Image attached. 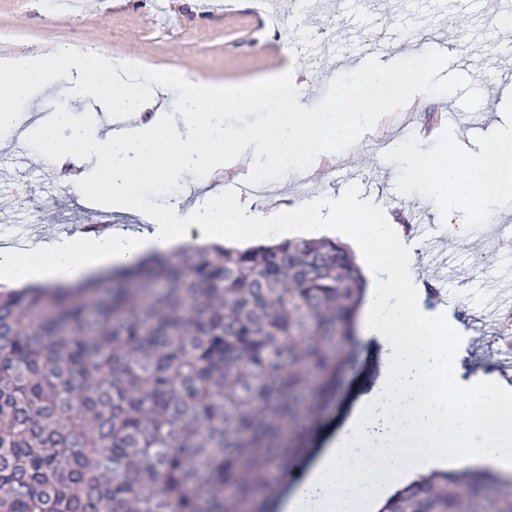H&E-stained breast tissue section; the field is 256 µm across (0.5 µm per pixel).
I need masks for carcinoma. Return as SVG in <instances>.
Listing matches in <instances>:
<instances>
[{
    "label": "carcinoma",
    "instance_id": "carcinoma-1",
    "mask_svg": "<svg viewBox=\"0 0 512 512\" xmlns=\"http://www.w3.org/2000/svg\"><path fill=\"white\" fill-rule=\"evenodd\" d=\"M364 292L326 238L0 292V512H275L272 473L336 400ZM488 481L433 473L380 512H512Z\"/></svg>",
    "mask_w": 512,
    "mask_h": 512
}]
</instances>
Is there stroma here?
Wrapping results in <instances>:
<instances>
[{"instance_id":"35a3bbf8","label":"stroma","mask_w":512,"mask_h":512,"mask_svg":"<svg viewBox=\"0 0 512 512\" xmlns=\"http://www.w3.org/2000/svg\"><path fill=\"white\" fill-rule=\"evenodd\" d=\"M202 2L90 0L84 12L69 15L57 11L58 0H0V59L44 53L61 45H95L119 56H135L146 77L174 67L222 83L252 82L293 66L306 81L308 106L317 108L332 99L338 85L355 80L365 38L407 33L413 37L414 52L445 55L451 50L447 39L414 37L413 21L397 0H379L373 11L364 5L352 8L350 0H310L301 15L291 0H270L265 12L258 10L255 0H222L219 11L203 8ZM431 84L435 89L431 96L397 105V112L410 117L407 127L380 120L364 132L361 145L351 149L347 167H337L335 158L329 157L311 179L316 194L333 197L351 188L360 202L394 215L406 236L419 242L415 273L424 285L435 284L434 265L453 264L458 277L447 288L463 306L457 319L472 334L470 369L492 374L497 357L492 338L505 306H484L483 298L512 279V238L490 232L463 239L448 233L452 217L423 189L406 183L407 157L381 152L378 142L400 136L410 149L436 151L451 135L443 121L445 112H495L503 100H512V83L473 69L434 72ZM73 197L63 167L45 172L32 148L0 145V228L17 226L33 235L85 224L86 208L75 205ZM477 255L494 259V266L475 264ZM386 370L382 345L356 337L339 401L317 414L309 447H325L360 399L381 385Z\"/></svg>"}]
</instances>
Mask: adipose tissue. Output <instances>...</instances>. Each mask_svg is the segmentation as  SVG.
<instances>
[{"label": "adipose tissue", "instance_id": "1", "mask_svg": "<svg viewBox=\"0 0 512 512\" xmlns=\"http://www.w3.org/2000/svg\"><path fill=\"white\" fill-rule=\"evenodd\" d=\"M137 65L100 47L0 60V140L13 138L21 112L48 113L37 130L39 154L60 165L95 160L70 178L76 203L92 197L142 221L137 229L100 235L63 232L22 251L2 246L0 283L75 284L187 242L243 248L271 230L286 236L330 216L331 236L358 252L366 278L361 334L383 344L389 365L382 386L284 495L281 512H378L399 487L435 471L512 475V388L488 376L463 378L461 326L447 308L424 309L412 273L415 245L398 232L393 216L349 193L329 206L319 198L281 205L265 221L246 202L217 190L206 192L200 205L143 203L144 188L165 194L171 175L197 178L242 159L259 181L291 167L316 168L336 148L358 146L380 113L406 98L429 96V76L440 59L407 54L389 67L359 66L355 81L339 86L315 112L302 103L305 84L294 69L224 86L172 67L156 74L155 90L160 96L175 90L174 110L150 115V100L133 80ZM259 98L270 105L262 124L240 130L225 124L226 110ZM89 102L136 124L99 134L78 118ZM406 179L449 215L490 223L487 201L512 198V128L476 151L448 140L440 151L414 152Z\"/></svg>", "mask_w": 512, "mask_h": 512}]
</instances>
